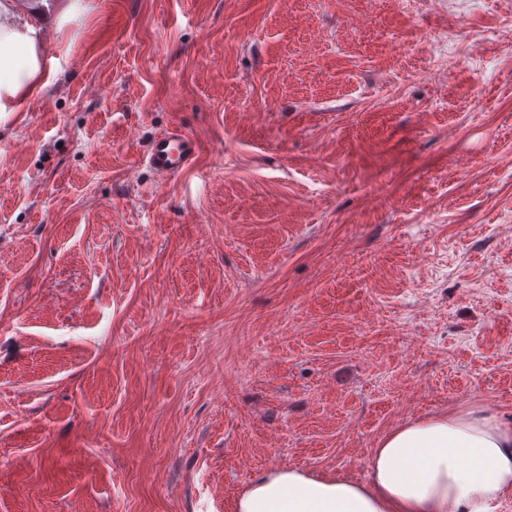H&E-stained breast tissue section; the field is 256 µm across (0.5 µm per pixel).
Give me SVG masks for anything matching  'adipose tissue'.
Wrapping results in <instances>:
<instances>
[{
	"mask_svg": "<svg viewBox=\"0 0 512 512\" xmlns=\"http://www.w3.org/2000/svg\"><path fill=\"white\" fill-rule=\"evenodd\" d=\"M80 0H0V126L42 96L54 59L48 31L83 13ZM512 492V424L482 406L430 415L384 435L368 482L277 468L256 479L234 512H493Z\"/></svg>",
	"mask_w": 512,
	"mask_h": 512,
	"instance_id": "ef3b65f1",
	"label": "adipose tissue"
}]
</instances>
